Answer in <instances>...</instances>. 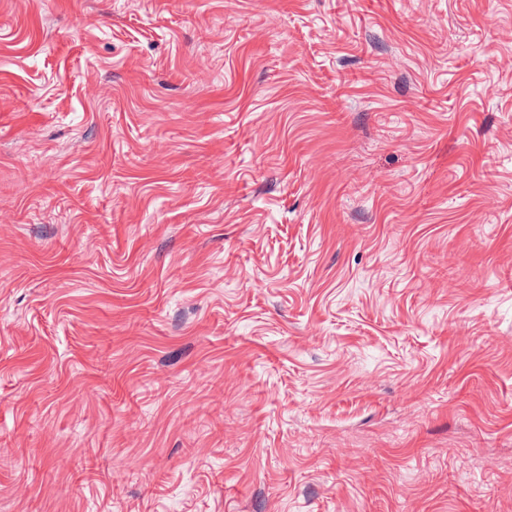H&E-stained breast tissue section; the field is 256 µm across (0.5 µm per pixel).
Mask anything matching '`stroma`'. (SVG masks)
<instances>
[{
    "mask_svg": "<svg viewBox=\"0 0 512 512\" xmlns=\"http://www.w3.org/2000/svg\"><path fill=\"white\" fill-rule=\"evenodd\" d=\"M0 512H512V0H0Z\"/></svg>",
    "mask_w": 512,
    "mask_h": 512,
    "instance_id": "35a3bbf8",
    "label": "stroma"
}]
</instances>
